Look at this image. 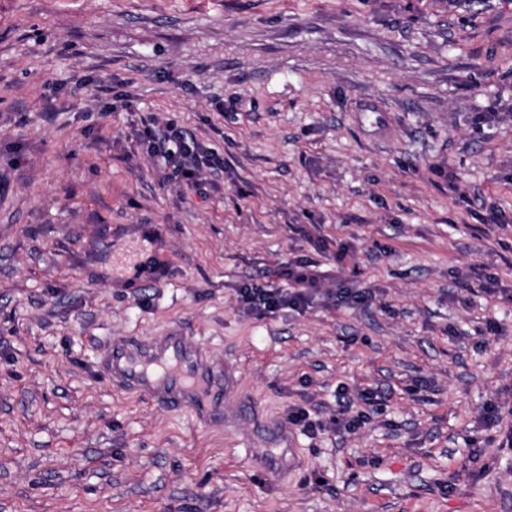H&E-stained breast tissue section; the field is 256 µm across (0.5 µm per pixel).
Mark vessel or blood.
<instances>
[{
    "label": "vessel or blood",
    "instance_id": "b4317fda",
    "mask_svg": "<svg viewBox=\"0 0 512 512\" xmlns=\"http://www.w3.org/2000/svg\"><path fill=\"white\" fill-rule=\"evenodd\" d=\"M96 367L113 391L143 397L165 410L190 409L202 421L223 415L239 372L237 364L215 362L179 326L157 338L110 339Z\"/></svg>",
    "mask_w": 512,
    "mask_h": 512
}]
</instances>
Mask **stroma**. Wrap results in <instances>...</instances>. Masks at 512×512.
<instances>
[{
	"label": "stroma",
	"instance_id": "35a3bbf8",
	"mask_svg": "<svg viewBox=\"0 0 512 512\" xmlns=\"http://www.w3.org/2000/svg\"><path fill=\"white\" fill-rule=\"evenodd\" d=\"M153 118L223 157L206 198L137 144ZM293 259L373 304L238 310ZM482 267L512 290V0H0V512H512V301ZM174 323L240 364L225 419L97 374ZM342 385L384 412L290 431ZM279 431L303 464L268 475ZM336 402L338 410L332 413L328 419L312 418L309 410L301 405L288 407L287 421L289 425L300 427L301 430L310 436L325 430L355 431L369 421V416L363 410H358L360 404L374 407L381 406L383 397L381 392L373 389H366L358 392L355 397L349 395V389L341 386Z\"/></svg>",
	"mask_w": 512,
	"mask_h": 512
}]
</instances>
